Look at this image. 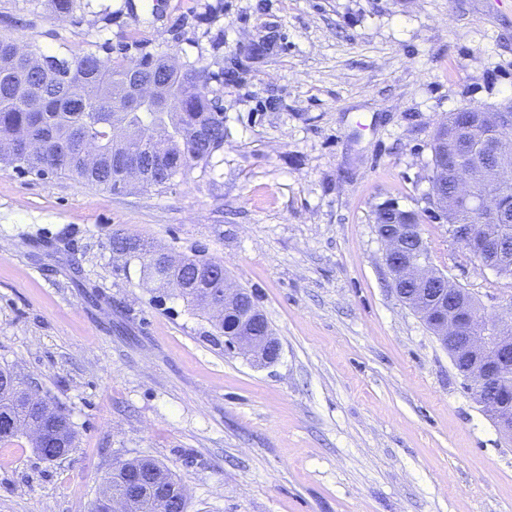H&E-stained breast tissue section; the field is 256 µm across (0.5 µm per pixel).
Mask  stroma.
<instances>
[{"label": "stroma", "mask_w": 512, "mask_h": 512, "mask_svg": "<svg viewBox=\"0 0 512 512\" xmlns=\"http://www.w3.org/2000/svg\"><path fill=\"white\" fill-rule=\"evenodd\" d=\"M13 34L223 74L224 147L170 188L114 193L0 169V367L77 434L46 462L0 446V512H91L113 463H164L188 512H512V443L404 305L374 212L425 206L448 113L512 107V0H90L81 23L0 0ZM277 35L276 47L253 54ZM221 260L281 344L260 366L159 298L114 233ZM431 264L482 314L512 279L446 224Z\"/></svg>", "instance_id": "35a3bbf8"}]
</instances>
